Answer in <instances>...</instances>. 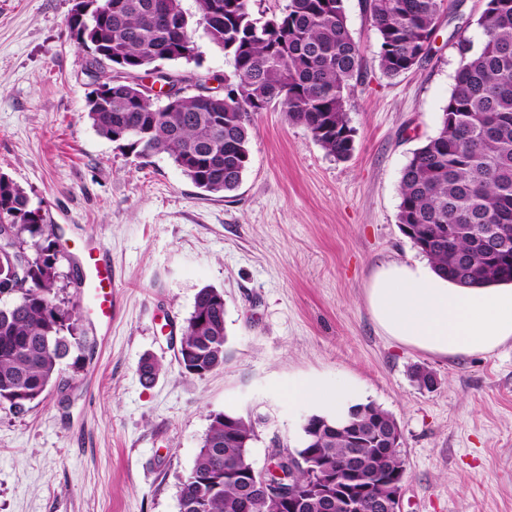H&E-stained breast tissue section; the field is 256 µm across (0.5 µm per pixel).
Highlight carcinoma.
Wrapping results in <instances>:
<instances>
[{"label":"carcinoma","mask_w":512,"mask_h":512,"mask_svg":"<svg viewBox=\"0 0 512 512\" xmlns=\"http://www.w3.org/2000/svg\"><path fill=\"white\" fill-rule=\"evenodd\" d=\"M192 19L182 0H85L98 14L70 37L87 52V68L102 81L87 98V117L101 137L144 159L166 154L198 188L235 191L250 163L257 115L278 107L338 160L353 151L348 102L363 76L364 58L348 24L345 0H288L256 18L251 0H196ZM443 0H365L378 38L381 73L394 78L429 59ZM478 45L459 34L458 67L439 127L416 148L401 172L398 224L438 272L465 286L512 283V0H487ZM231 56L234 80L224 94L181 95L163 106L138 80L161 61L199 58L194 27ZM0 405L22 411L61 374V360L81 348L79 305L59 298L60 236L24 189L0 174ZM224 294L204 287L183 327L181 360L189 375L224 365ZM350 424L321 413L301 428L289 455L316 456L314 467L352 468L365 449L362 486L391 493L375 472L401 479L406 467L393 416L354 404ZM256 427L234 413L211 415L194 465L179 487V512H281L249 488L241 473L252 464L248 437ZM288 470L284 488L309 492L316 475Z\"/></svg>","instance_id":"obj_1"}]
</instances>
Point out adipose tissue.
<instances>
[{
	"label": "adipose tissue",
	"mask_w": 512,
	"mask_h": 512,
	"mask_svg": "<svg viewBox=\"0 0 512 512\" xmlns=\"http://www.w3.org/2000/svg\"><path fill=\"white\" fill-rule=\"evenodd\" d=\"M366 301L387 336L427 353H490L512 341L511 284L463 286L439 275L426 259L378 267L366 288ZM287 394L332 411L340 420L361 390L347 379L333 385L294 379Z\"/></svg>",
	"instance_id": "obj_1"
}]
</instances>
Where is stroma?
<instances>
[{
    "label": "stroma",
    "instance_id": "obj_1",
    "mask_svg": "<svg viewBox=\"0 0 512 512\" xmlns=\"http://www.w3.org/2000/svg\"><path fill=\"white\" fill-rule=\"evenodd\" d=\"M72 0H0V173L64 234L60 295L81 302L73 276L86 241L112 260L110 332L82 318L84 349L22 412L0 405V512H179L211 414L252 421L265 468L274 445L296 448L313 405L289 380L346 377L401 431L402 512H512V341L448 358L386 336L366 287L382 264L421 254L397 221L399 181L438 126L454 84L458 32L480 40L481 0L442 17L427 61L385 77L362 0H346L367 62L353 90L354 151L329 155L277 109L261 113L239 188L195 187L164 154L135 159L86 116L96 83L70 38ZM198 62L167 63L220 92L230 57L197 35ZM224 294V364L187 374L175 344L195 295ZM162 370L144 384L138 366ZM436 384L420 388L416 369Z\"/></svg>",
    "mask_w": 512,
    "mask_h": 512
}]
</instances>
